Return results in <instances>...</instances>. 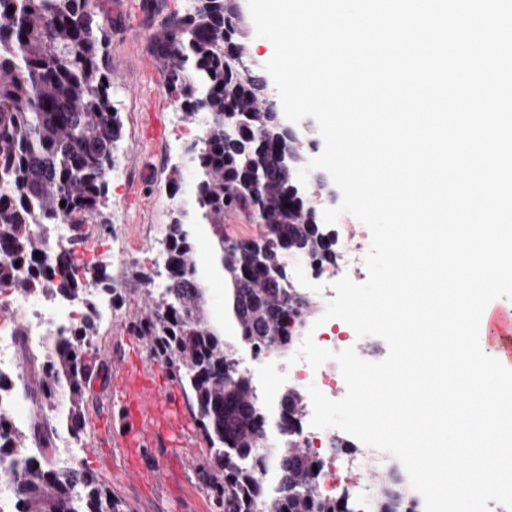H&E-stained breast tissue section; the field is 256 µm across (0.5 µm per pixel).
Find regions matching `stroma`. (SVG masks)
<instances>
[{
  "label": "stroma",
  "instance_id": "obj_1",
  "mask_svg": "<svg viewBox=\"0 0 512 512\" xmlns=\"http://www.w3.org/2000/svg\"><path fill=\"white\" fill-rule=\"evenodd\" d=\"M108 37L104 55L111 68L114 104L123 123V134L112 172L111 230L126 237L132 246L126 257L95 250L94 260L105 265L108 274L119 279L123 301L112 316L109 327L101 329L95 342L102 370L92 377L87 388L85 411L89 438H97L99 425L111 413L108 386L111 373L127 356L135 336L127 323L141 308L144 294L132 279V262L152 265L161 250V241L170 222L167 180L173 166L182 169L181 191L190 195L195 173L174 137L180 116L166 89L163 69L147 77L145 65L153 61V36L156 25L147 21L141 0H104ZM207 288V311L211 320L224 328V342L236 347L240 337L227 318L228 285L213 267L202 266ZM209 453L200 443L195 459L173 450L148 449L145 468L155 471L151 486L134 480L122 449L102 448L96 454H83L84 466L124 501L129 512H212L207 494L196 472V462Z\"/></svg>",
  "mask_w": 512,
  "mask_h": 512
}]
</instances>
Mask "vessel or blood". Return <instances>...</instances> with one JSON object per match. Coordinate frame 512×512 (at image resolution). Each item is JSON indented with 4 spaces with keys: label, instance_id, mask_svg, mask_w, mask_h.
Listing matches in <instances>:
<instances>
[{
    "label": "vessel or blood",
    "instance_id": "1",
    "mask_svg": "<svg viewBox=\"0 0 512 512\" xmlns=\"http://www.w3.org/2000/svg\"><path fill=\"white\" fill-rule=\"evenodd\" d=\"M479 330L507 360L512 361V311L494 308L481 319ZM112 405L120 426L108 429L107 442L126 449L130 474L140 482L153 481L154 471L141 468L139 459L156 443L192 455L197 435L188 426L189 417L177 398V387L165 366L134 347L116 366L111 378Z\"/></svg>",
    "mask_w": 512,
    "mask_h": 512
}]
</instances>
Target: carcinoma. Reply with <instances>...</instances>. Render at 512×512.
<instances>
[{
    "instance_id": "1",
    "label": "carcinoma",
    "mask_w": 512,
    "mask_h": 512,
    "mask_svg": "<svg viewBox=\"0 0 512 512\" xmlns=\"http://www.w3.org/2000/svg\"><path fill=\"white\" fill-rule=\"evenodd\" d=\"M106 35L96 0H0V288L77 299L91 279L112 293V304L122 303L97 267H86L81 281L66 274L70 245L78 243L82 227L111 223V173L122 124L112 83H103L109 79L102 53ZM153 50L181 121L202 127V133L189 147L196 171L191 203L180 196L179 168L171 170L163 287H149L154 279L147 268L135 272L148 289L129 330L167 362L188 397L210 449L198 475L214 512H361L349 493L328 498L314 484V469L323 462L295 438L305 416L303 394L290 388L276 412L262 408L250 377L207 318L192 253L190 226L204 224L230 287V313L241 341L257 350H290L289 323L304 318L311 304L285 296L273 273L286 268L290 254L336 259L310 197L281 165L286 154L289 165L302 167L306 153L288 141L262 87L237 66L246 47L235 0H184L182 9L161 19ZM257 173L265 174V183L252 193L247 184ZM235 211L258 218L257 237H232L224 214ZM33 224L72 230L69 245L56 247L49 268L35 264L34 253H46L49 238L36 234ZM96 333L92 316L65 333H47L40 377L20 385L40 406L29 429L11 430L0 407V449L36 447L13 469L0 468V484L23 487L15 493L16 512H128L84 465L59 472L43 452L60 426L88 442L84 408L96 369ZM60 388L66 406L57 416ZM261 472L270 474V482H259ZM375 491L373 512H398L410 486L394 464L381 472Z\"/></svg>"
}]
</instances>
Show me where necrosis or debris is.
<instances>
[{"label": "necrosis or debris", "mask_w": 512, "mask_h": 512, "mask_svg": "<svg viewBox=\"0 0 512 512\" xmlns=\"http://www.w3.org/2000/svg\"><path fill=\"white\" fill-rule=\"evenodd\" d=\"M341 235L347 244L338 262L323 264L308 257L296 258V265L302 270L301 279L293 281L294 289L310 300L314 312L305 317L300 335H312L319 347L333 351L345 350L347 340L337 335L333 321L324 320L323 314L335 292L331 285L337 277L347 275L359 277L364 259L370 250L369 235L363 225L352 223L350 218H342ZM81 317L70 301L55 304L53 311H46L41 300L34 295H21L10 288L0 289V379L7 381V388L0 390V407L9 410V425L14 429L27 426L24 414L14 409V384L25 379L28 368L20 358L21 346L38 349L49 330L70 327ZM239 367L260 389H269L280 374H288L296 388L307 390L316 386L327 397H335L337 383L342 378L340 366L330 359L319 368H312L306 361H298L289 367H282L276 349L255 350L244 345ZM339 436L338 429H318L311 423H304L298 436L303 447L317 453L324 461V469L319 484L320 490L328 495L336 492V478L348 476L349 487L364 507H371L373 491L368 483L369 475L387 468L392 456L365 445L350 450L336 449L334 441Z\"/></svg>", "instance_id": "4bbe7bcc"}]
</instances>
